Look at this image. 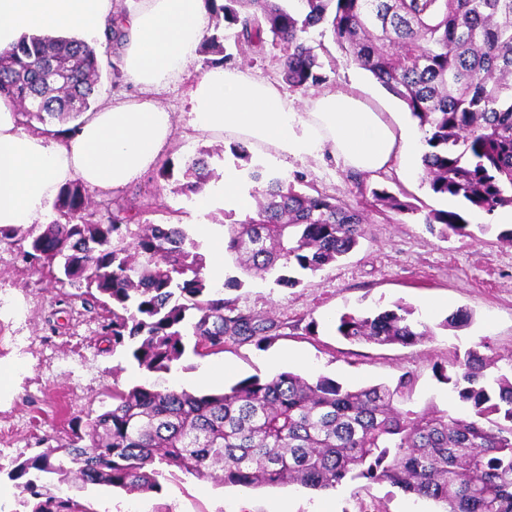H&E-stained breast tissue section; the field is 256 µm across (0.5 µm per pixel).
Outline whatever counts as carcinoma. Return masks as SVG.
Returning a JSON list of instances; mask_svg holds the SVG:
<instances>
[{
	"label": "carcinoma",
	"mask_w": 512,
	"mask_h": 512,
	"mask_svg": "<svg viewBox=\"0 0 512 512\" xmlns=\"http://www.w3.org/2000/svg\"><path fill=\"white\" fill-rule=\"evenodd\" d=\"M236 29L238 47L281 51L282 81L307 91L327 82L307 31L330 27L348 61L370 72L403 101L423 131V177L436 194L458 197L487 214L512 207V0H299L300 13L275 0H205ZM102 61L76 37L31 35L0 50V96L24 123L78 120L95 100ZM203 150L188 164L180 192L200 194L214 172ZM247 177L254 215L228 225L226 252L248 274L282 270L275 282L294 288L285 270L315 273L339 261L364 236L362 210L294 180ZM375 201L408 210L386 189ZM59 218L38 228L0 227V242H24V256L76 299L95 298L107 313L112 349L128 351L147 371H169L186 352L203 356L228 344L258 345L288 323L246 315L207 278L206 257L179 227L140 224L138 213L91 209L78 181L55 198ZM425 224L442 238L469 224L431 210ZM402 304L372 315L345 313L337 332L351 343L414 346L431 335ZM477 351L445 376L473 414L452 417L410 406L412 380L349 388L320 376L283 371L245 379L220 394L135 386L112 393V408L76 427L73 437L18 464L9 477L35 499L31 512H74L78 502L45 495V474L74 475L82 485L127 493L161 490L163 469L193 476L222 470L226 485L298 484L329 490L357 479L387 482L407 495L444 505L443 512H512V379L487 381ZM63 456H56L57 452Z\"/></svg>",
	"instance_id": "obj_1"
}]
</instances>
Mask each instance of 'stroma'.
<instances>
[{"label": "stroma", "mask_w": 512, "mask_h": 512, "mask_svg": "<svg viewBox=\"0 0 512 512\" xmlns=\"http://www.w3.org/2000/svg\"><path fill=\"white\" fill-rule=\"evenodd\" d=\"M229 55L228 66L243 69L253 78L280 83V51L264 54L237 52L234 31L219 30ZM311 44H324L331 60L324 65L327 88L358 87L378 111L410 137L423 134L406 105L384 90L372 75L349 65L344 52L323 26L310 28ZM160 104L173 112L177 129L161 163L171 164L172 179L149 172L127 188L111 193L113 206L136 208L150 202L141 214L144 224H172L196 238L198 250L210 251L207 240L197 239L194 201L178 193L188 160L199 150L221 148L210 164L216 176L237 165L232 142L204 137L191 126L188 86L180 84L161 92ZM404 177L388 172L368 178L371 187L404 189L417 212H395L368 207L365 236L344 260L304 277L294 288L275 284L274 274L244 277L232 257L224 259V277H241L240 287L225 289L238 311L286 322L284 336L258 345L232 344L223 352L205 357L186 353L168 373L141 370L124 351H110L101 334V307L84 305L68 288L23 261L17 245L0 243V332L7 338L0 349V512H28L25 498L8 477L19 463L42 452L45 445L67 442L72 425L97 415L112 405L113 391L138 385L210 393L196 383L197 373L208 366L224 370V386L249 378H270L289 365L279 355L300 357V374L326 376L344 386L359 388L379 383L396 384L403 374L414 378L412 405L434 407L457 417L468 408L459 401L451 384L439 380L437 368L450 367L455 357L478 350L492 363L495 374L512 376V246L498 242L501 229L496 215L474 212L462 199L434 194L418 172ZM267 170L285 177L304 174L323 194L350 205L361 197L349 171L332 158H292L266 162ZM458 213L469 223L489 224L479 238L449 234L442 239L429 232L426 210ZM403 302L414 310L415 320L429 325L431 339L413 347L352 344L336 332L342 313L388 308ZM472 315L464 327L444 328L445 318L458 309ZM42 485L60 497H72L88 512H271L288 501L293 512H314L326 500L337 512H436L434 503L403 495L386 483H346L329 491L294 485L246 488L175 469L165 470L161 491L129 494L105 485L81 486L60 482L57 475L43 476Z\"/></svg>", "instance_id": "stroma-1"}]
</instances>
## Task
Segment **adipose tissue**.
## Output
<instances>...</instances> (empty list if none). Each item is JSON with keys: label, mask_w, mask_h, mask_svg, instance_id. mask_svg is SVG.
I'll use <instances>...</instances> for the list:
<instances>
[{"label": "adipose tissue", "mask_w": 512, "mask_h": 512, "mask_svg": "<svg viewBox=\"0 0 512 512\" xmlns=\"http://www.w3.org/2000/svg\"><path fill=\"white\" fill-rule=\"evenodd\" d=\"M113 14V0H0V49L33 34L100 42ZM208 24L204 0H137L122 23V59L138 96L102 103L65 141L25 125L0 99V226L46 223L67 182L113 191L148 174L176 133L157 96L188 82ZM190 84L192 126L202 135L230 136L286 158L328 154L372 175L395 169L411 150L403 130L356 87L323 91L299 112L281 87L238 68L212 69Z\"/></svg>", "instance_id": "adipose-tissue-1"}]
</instances>
